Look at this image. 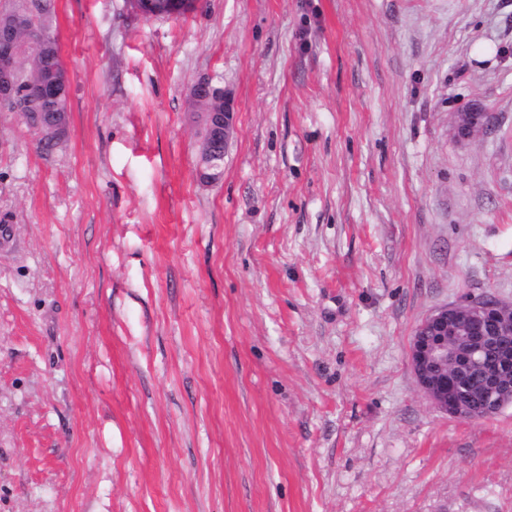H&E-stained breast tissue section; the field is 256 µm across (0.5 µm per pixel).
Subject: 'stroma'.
<instances>
[{
	"label": "stroma",
	"mask_w": 512,
	"mask_h": 512,
	"mask_svg": "<svg viewBox=\"0 0 512 512\" xmlns=\"http://www.w3.org/2000/svg\"><path fill=\"white\" fill-rule=\"evenodd\" d=\"M48 5L68 124L0 105V512H512V405L410 362L431 311L512 305V0ZM198 0H130L145 17L179 18L190 13ZM193 88L197 96L209 98L203 101L196 100L195 96L191 94L192 87L188 93L192 106L198 108L200 112H204L205 126L208 130L207 137L202 138V141H200L199 153L201 163L198 169V176L202 181L214 182L223 175L224 153L236 134L233 102L224 93V89L215 88L207 78L197 81ZM217 94H221L224 97V109L213 112L222 107L221 103H216L210 98Z\"/></svg>",
	"instance_id": "35a3bbf8"
}]
</instances>
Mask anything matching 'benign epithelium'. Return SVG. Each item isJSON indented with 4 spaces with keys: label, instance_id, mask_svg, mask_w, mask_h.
Returning a JSON list of instances; mask_svg holds the SVG:
<instances>
[{
    "label": "benign epithelium",
    "instance_id": "1",
    "mask_svg": "<svg viewBox=\"0 0 512 512\" xmlns=\"http://www.w3.org/2000/svg\"><path fill=\"white\" fill-rule=\"evenodd\" d=\"M145 17L179 18L190 13L197 0H130ZM20 67L12 23L0 21V104L15 100L14 75ZM195 94L224 96V109L205 113L207 137L200 141L198 176L214 182L223 175L224 153L235 137L234 107L224 91L207 78L197 81ZM68 91L63 78L42 82L35 88L38 98L58 100ZM410 359L419 388L448 415L482 420V400L491 398L503 408L512 405V309L492 297L441 307L416 327Z\"/></svg>",
    "mask_w": 512,
    "mask_h": 512
}]
</instances>
